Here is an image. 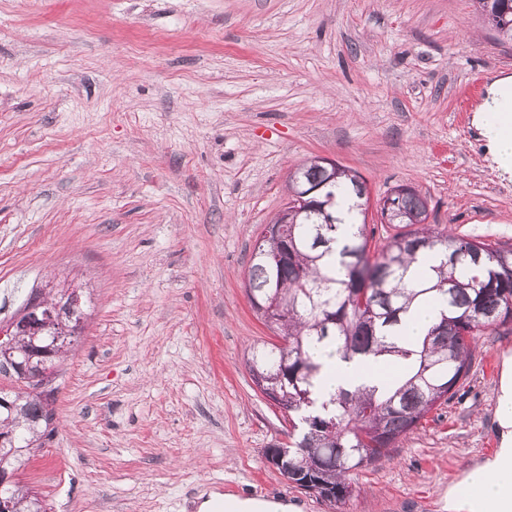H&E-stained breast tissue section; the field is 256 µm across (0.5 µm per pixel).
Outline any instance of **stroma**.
<instances>
[{"label":"stroma","mask_w":512,"mask_h":512,"mask_svg":"<svg viewBox=\"0 0 512 512\" xmlns=\"http://www.w3.org/2000/svg\"><path fill=\"white\" fill-rule=\"evenodd\" d=\"M498 71L512 42L472 0H0V326L49 283L84 312L19 488L47 512H194L186 492L220 481L310 512H443L498 446L512 321L333 506L264 457L293 427L251 379L279 339L245 284L315 156L364 179L371 252L398 185L435 228L512 248V181L472 124Z\"/></svg>","instance_id":"1"}]
</instances>
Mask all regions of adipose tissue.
Returning <instances> with one entry per match:
<instances>
[{
  "label": "adipose tissue",
  "instance_id": "1",
  "mask_svg": "<svg viewBox=\"0 0 512 512\" xmlns=\"http://www.w3.org/2000/svg\"><path fill=\"white\" fill-rule=\"evenodd\" d=\"M475 119L498 168L512 178V75L493 76ZM317 389L323 395L357 391L387 380L378 359L322 357ZM499 443L491 456L465 468L442 498L445 512H512V356L504 363L497 396Z\"/></svg>",
  "mask_w": 512,
  "mask_h": 512
}]
</instances>
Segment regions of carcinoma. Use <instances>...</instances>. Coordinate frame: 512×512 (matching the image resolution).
I'll return each mask as SVG.
<instances>
[{"label": "carcinoma", "mask_w": 512, "mask_h": 512, "mask_svg": "<svg viewBox=\"0 0 512 512\" xmlns=\"http://www.w3.org/2000/svg\"><path fill=\"white\" fill-rule=\"evenodd\" d=\"M288 181V193L303 194L312 185L322 193L310 195L288 219V241L271 238L254 246L247 295L256 314L275 320L288 337V347L256 350L249 359L251 374L266 378L279 395L282 410L296 421L299 436L288 454L293 480L299 472L325 486L317 499L344 503L355 491L351 472L375 457H385L399 440L448 402L457 384L471 370L478 338L498 323L512 319V249H499L427 224L428 203L415 188L399 185L382 200L381 218L395 227L417 226L392 236L381 252L369 255L365 222L342 246L341 271L327 268L342 219L336 216V194L360 199L356 215L364 213L362 177L336 167L327 174L311 160ZM288 247L282 266L274 255ZM421 252L440 262L432 275L414 288L407 273ZM438 301L439 320L416 343L400 336L402 318L414 301ZM330 348L345 359L390 356L400 367L381 388L339 390L319 401L314 376L319 370L316 351ZM6 399L16 407L0 412V436L15 443L0 446V462L29 454L51 434L54 414L47 400L25 392ZM317 448L315 457L298 453ZM14 494L20 512H46L42 502L19 488Z\"/></svg>", "instance_id": "cac0c4a2"}]
</instances>
